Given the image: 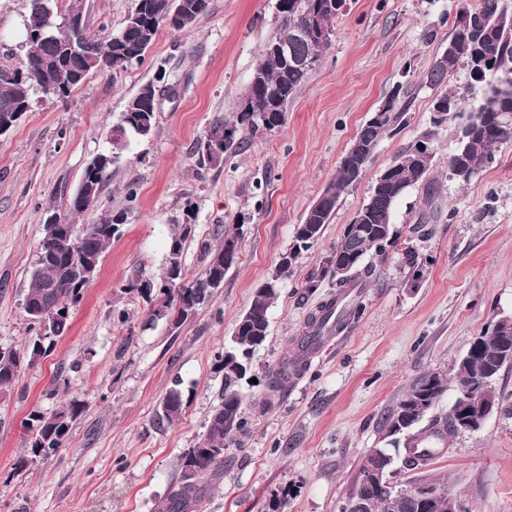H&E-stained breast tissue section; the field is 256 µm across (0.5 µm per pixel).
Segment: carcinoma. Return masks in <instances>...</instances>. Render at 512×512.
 Listing matches in <instances>:
<instances>
[{"label":"carcinoma","instance_id":"obj_1","mask_svg":"<svg viewBox=\"0 0 512 512\" xmlns=\"http://www.w3.org/2000/svg\"><path fill=\"white\" fill-rule=\"evenodd\" d=\"M28 18L23 38L28 42L24 60L19 66H0V136L11 132L30 110L32 98L41 93L57 101H65L73 89L96 71H120L142 61L155 36L162 28L187 30L209 11L210 0H134L122 29L109 37L91 33L83 12L72 0L67 8H59V0H27ZM293 0H278L276 5V36L288 41L294 55L306 57L315 53L323 58L325 48L293 40L296 30L307 24V17L296 13ZM346 0L333 6L330 0H310L317 24L333 28ZM467 16L475 29L461 38L452 35L448 48L432 62L425 73L427 86L438 91L436 100L450 106L447 121L456 122L476 112L486 114L470 128L462 143L448 151V163L458 161L470 174L492 163L500 148L512 142V119L497 122L493 114L512 113V24L499 10V0H481L472 8L461 0L455 20ZM464 66L469 83L463 95L447 89L448 76ZM253 74L259 80L249 82L243 99L250 102L233 121L218 119L210 124L195 144L194 155L199 166L224 161V154L240 151L248 138L259 132H272L286 122L288 103L307 82L311 70L291 66L268 49H262L261 59ZM405 92L398 86L359 129L355 140L361 143L364 157L356 159L351 153L342 158L336 177L324 189L325 195L308 209L295 227L293 256L278 262L275 272L255 290L248 310L237 320L230 345L214 355V367L224 373V390L220 404L211 412L206 432L187 448L180 457L181 483L161 503L159 512H193L204 488L199 477L208 470L224 466V448L229 446L235 432L245 426V395L241 389L251 354L269 335V310L279 297L280 281L297 263L300 255L311 249L321 238L323 228L330 223L342 193L357 181V171H366L374 148L381 136L397 130L407 104ZM156 111L146 102L143 92L131 97L112 131L121 135L112 138L113 150L95 155L86 165L79 187L63 210L56 213L60 227L43 224L42 236L36 246V261L23 302L32 307L25 311L30 324L37 327V336L24 351L0 349V389L16 381L21 368L43 358L51 345L46 340L64 335L71 325L74 310L85 289L99 273L101 260L112 240L121 235L122 223L106 218L99 224H77L75 218L98 203L101 192L112 178L115 149L131 138L144 139L151 135ZM412 147L402 150L394 162L375 180L370 195L360 209L364 214L366 236L360 252L350 258L337 255L331 248L319 265L305 279V291L313 293L324 280L336 282V296L318 304L309 315L303 335L294 342L291 351L267 374L266 387L270 394L281 392L285 384L301 374L310 356L316 352L327 335L339 331L346 320L361 314L362 306L349 300L350 292L358 287L357 276L368 271L367 257L374 252L386 253L391 243L393 212L399 199L416 184L430 182L432 160L406 164L404 158ZM191 226L171 237L165 258L160 286L150 280L127 285L132 291L157 302V307L176 311L172 331L178 332L193 320L199 310L224 286V276L240 259L242 232L224 234L219 244L205 251L202 271L188 280L183 275L184 243ZM351 267V275L337 279L336 268ZM54 287V301L44 299L47 287ZM478 351L459 360L455 370L457 396H465L473 405L487 399L498 402L501 413L512 415V399L497 394L494 383L506 366L512 365V354L502 349V336L486 332L480 336ZM177 380L161 404V419L173 425L182 418L185 404ZM448 388V379L438 372L419 377L399 402L396 411L385 418V437L388 447L375 448L378 464L390 466L393 455L389 448L399 449L397 436L410 431L416 421L407 412L406 404L419 401L425 411H431ZM83 412L76 400L61 403L49 414L29 415L26 429L32 433L27 455L21 460L27 466L39 459L54 455L67 439L74 422ZM436 454L433 448L406 449V462L411 466L425 464ZM438 495L429 504L412 496L414 487L398 489L381 479L371 487L376 512H445L448 492L445 486L430 482Z\"/></svg>","mask_w":512,"mask_h":512}]
</instances>
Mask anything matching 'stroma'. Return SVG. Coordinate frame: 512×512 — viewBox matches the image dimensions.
<instances>
[{"instance_id":"stroma-1","label":"stroma","mask_w":512,"mask_h":512,"mask_svg":"<svg viewBox=\"0 0 512 512\" xmlns=\"http://www.w3.org/2000/svg\"><path fill=\"white\" fill-rule=\"evenodd\" d=\"M96 34L117 33L132 0H81ZM457 0H346L319 67L277 131L198 170L193 147L217 118L232 120L260 51L275 28L276 0H211L187 32L159 31L143 62L120 73L89 75L58 102L35 95L31 109L0 137V348L25 350L35 338L22 300L30 284L47 210L63 208L85 165L110 149V130L142 85L165 81L150 138L136 140L112 167L98 204L81 224L123 212L127 222L103 255L71 328L47 356L23 367L0 394V512H156L180 481L179 457L205 433L224 376L213 355L227 345L255 289L292 245L295 227L360 127L394 86L409 90L396 133L378 141L362 180L340 197L317 244L283 278L269 311V335L252 356L243 387L246 425L224 450L220 475L195 512H341L372 449L385 447L383 421L420 375L452 376L482 332L512 317V142L468 184L448 173L453 124L434 125L435 90L423 74L453 32ZM26 0H0V65L23 61ZM435 147L430 184L398 202L394 238L370 255L363 311L328 336L307 369L274 398L265 375L302 335L309 313L336 291L304 278L342 235L375 178L423 137ZM138 188L136 199L127 185ZM188 224L183 264L201 272L203 244L242 227L241 257L224 286L179 333L127 284L159 280L173 233ZM415 250L422 275L403 254ZM186 403L181 420L159 425L172 384ZM75 399L84 412L62 448L23 467L33 411ZM425 466L396 458L394 485L439 480L467 512H512V416L447 437Z\"/></svg>"}]
</instances>
